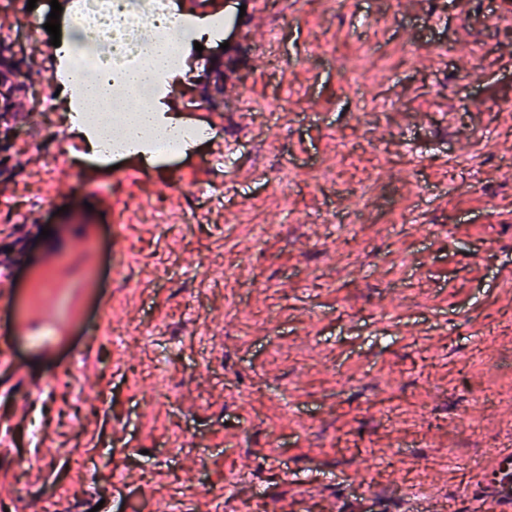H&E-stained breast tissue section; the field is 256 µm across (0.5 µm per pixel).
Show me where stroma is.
I'll list each match as a JSON object with an SVG mask.
<instances>
[{"mask_svg":"<svg viewBox=\"0 0 512 512\" xmlns=\"http://www.w3.org/2000/svg\"><path fill=\"white\" fill-rule=\"evenodd\" d=\"M259 7L168 76L160 112L209 134L120 158L143 183L74 131L46 165L30 134L67 116L32 68L40 98L0 138L22 205L0 211V512H487L480 473L512 448V8Z\"/></svg>","mask_w":512,"mask_h":512,"instance_id":"35a3bbf8","label":"stroma"}]
</instances>
